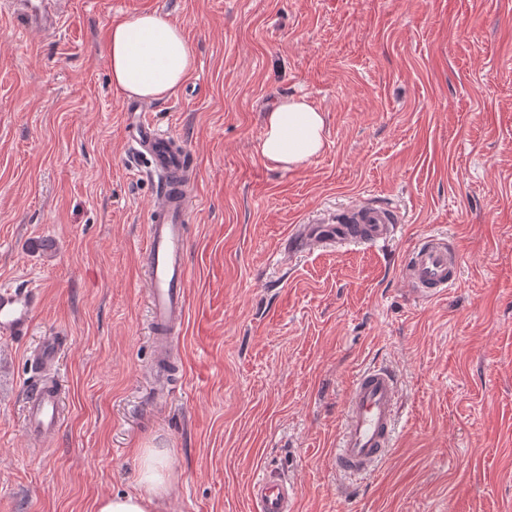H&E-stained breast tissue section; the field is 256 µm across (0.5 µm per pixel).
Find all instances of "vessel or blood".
Listing matches in <instances>:
<instances>
[{"mask_svg":"<svg viewBox=\"0 0 512 512\" xmlns=\"http://www.w3.org/2000/svg\"><path fill=\"white\" fill-rule=\"evenodd\" d=\"M20 27L55 30L69 0H13ZM148 104L128 102L123 106L126 138L132 165H144L157 175L156 193L146 225L142 253L145 286L155 338L157 362L168 361L180 336L187 314L186 286L189 240L187 217L198 202L189 194L194 178L193 165L176 137L162 130L148 116ZM361 228L352 233L340 220L296 225L288 238L289 251H313L346 243L389 242L396 221L389 212L368 203L354 208ZM459 273V254L446 238L432 236L409 254L403 268L411 293L421 300L444 296L454 288ZM36 297L29 287L7 285L0 288V339L26 336L32 325ZM36 358L44 370L59 367L61 349L57 337H44ZM399 399L397 379L392 370L373 366L354 380L347 399V422L336 452V466L348 472L371 471L390 447L394 414ZM58 387L33 384L29 387L23 428L39 441L52 440L62 416ZM257 512H295L298 489L280 474L263 471L248 488Z\"/></svg>","mask_w":512,"mask_h":512,"instance_id":"b4317fda","label":"vessel or blood"}]
</instances>
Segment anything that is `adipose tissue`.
Segmentation results:
<instances>
[{
	"label": "adipose tissue",
	"mask_w": 512,
	"mask_h": 512,
	"mask_svg": "<svg viewBox=\"0 0 512 512\" xmlns=\"http://www.w3.org/2000/svg\"><path fill=\"white\" fill-rule=\"evenodd\" d=\"M106 42L112 85L129 97L170 96L194 67L181 25L153 12L112 20ZM324 148L325 116L306 97L284 98L267 112L257 152L269 167H300ZM165 482L163 471L147 466L139 493L101 499L97 512H158Z\"/></svg>",
	"instance_id": "obj_1"
}]
</instances>
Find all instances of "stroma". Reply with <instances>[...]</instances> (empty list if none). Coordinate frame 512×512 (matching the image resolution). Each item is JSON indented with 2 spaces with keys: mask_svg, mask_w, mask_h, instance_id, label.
<instances>
[{
  "mask_svg": "<svg viewBox=\"0 0 512 512\" xmlns=\"http://www.w3.org/2000/svg\"><path fill=\"white\" fill-rule=\"evenodd\" d=\"M183 26L196 65L152 102L198 170L188 312L172 399L154 403L142 252L155 198L128 163L111 20ZM307 95L323 152L268 168L267 110ZM370 202L386 244L295 259L294 225ZM431 234L456 288L415 300L405 255ZM33 286L30 333L0 340V512H96L165 450L160 512H253L272 469L297 512H512V0H72L56 30L0 13V284ZM58 336L62 425L22 426L29 356ZM399 378L373 474L333 465L367 365Z\"/></svg>",
  "mask_w": 512,
  "mask_h": 512,
  "instance_id": "35a3bbf8",
  "label": "stroma"
}]
</instances>
